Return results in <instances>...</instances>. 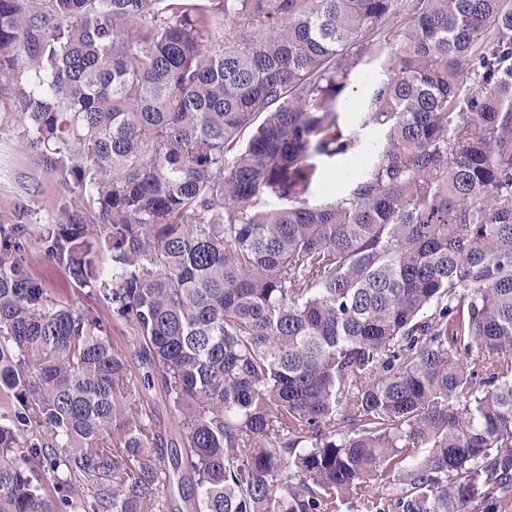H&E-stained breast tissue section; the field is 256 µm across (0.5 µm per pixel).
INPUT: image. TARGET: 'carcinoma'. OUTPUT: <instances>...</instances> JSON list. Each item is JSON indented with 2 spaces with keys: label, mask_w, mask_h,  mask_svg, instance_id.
Returning <instances> with one entry per match:
<instances>
[{
  "label": "carcinoma",
  "mask_w": 512,
  "mask_h": 512,
  "mask_svg": "<svg viewBox=\"0 0 512 512\" xmlns=\"http://www.w3.org/2000/svg\"><path fill=\"white\" fill-rule=\"evenodd\" d=\"M365 56L385 145L315 205ZM1 112L132 340L0 223V512H512L508 0H0ZM27 262L33 276L44 282L56 297L68 300L80 308H92L109 329L114 345L125 346L128 343L129 329L112 317L111 308L93 297L86 296V291L80 290L61 267L43 256L34 239L27 250Z\"/></svg>",
  "instance_id": "carcinoma-1"
}]
</instances>
